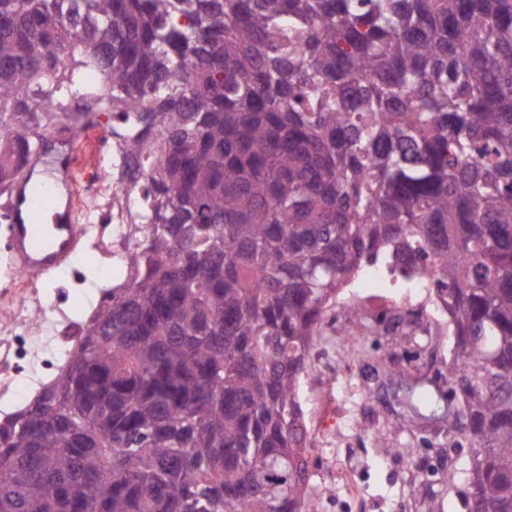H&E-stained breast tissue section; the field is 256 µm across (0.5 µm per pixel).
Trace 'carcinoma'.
I'll use <instances>...</instances> for the list:
<instances>
[{
  "instance_id": "cac0c4a2",
  "label": "carcinoma",
  "mask_w": 512,
  "mask_h": 512,
  "mask_svg": "<svg viewBox=\"0 0 512 512\" xmlns=\"http://www.w3.org/2000/svg\"><path fill=\"white\" fill-rule=\"evenodd\" d=\"M110 112L122 284L0 420V512H316L299 401L341 290L448 315L467 512H512V0H0V175ZM345 336L370 330L342 306ZM79 128L68 121L57 120L56 124L36 128L35 131L40 135V137H37L39 143H42V141L49 142L50 145L55 146L57 143L69 142L70 146V142L73 141V137Z\"/></svg>"
}]
</instances>
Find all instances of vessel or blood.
<instances>
[{"mask_svg":"<svg viewBox=\"0 0 512 512\" xmlns=\"http://www.w3.org/2000/svg\"><path fill=\"white\" fill-rule=\"evenodd\" d=\"M55 208L51 191H34L26 181L17 182L9 206L12 259L36 278L52 276L66 264L81 238L79 225L69 223L67 215L47 223V215Z\"/></svg>","mask_w":512,"mask_h":512,"instance_id":"obj_1","label":"vessel or blood"}]
</instances>
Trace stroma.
Here are the masks:
<instances>
[{
    "label": "stroma",
    "mask_w": 512,
    "mask_h": 512,
    "mask_svg": "<svg viewBox=\"0 0 512 512\" xmlns=\"http://www.w3.org/2000/svg\"><path fill=\"white\" fill-rule=\"evenodd\" d=\"M75 166L77 182L65 181L56 163L36 166V174L54 180L59 209L77 202V218L85 225L77 254L50 281L35 280L31 304L46 314L40 322L16 315L17 333L28 352L24 380L10 384L0 372V418L23 408L55 371L47 362L60 356L58 340L96 312L112 273V148L81 149ZM339 308L328 312L324 333L316 343L312 366L303 379L299 399L312 446L308 452L311 492L319 512H464L458 496L469 466L468 445H457L447 423L400 420L403 371L420 370L434 389L448 391V357L453 339L448 319L427 288L382 274L358 277L339 297ZM359 304L387 319L380 334L354 347L340 338L342 306ZM420 312L423 332L412 341L400 339L393 314ZM397 352L399 371L382 373L380 362ZM386 441H378V434Z\"/></svg>",
    "instance_id": "35a3bbf8"
}]
</instances>
